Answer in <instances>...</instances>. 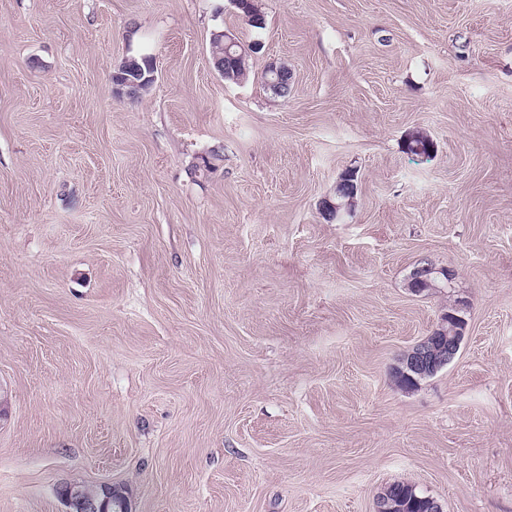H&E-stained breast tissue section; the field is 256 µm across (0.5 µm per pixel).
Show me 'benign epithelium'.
Wrapping results in <instances>:
<instances>
[{"label":"benign epithelium","mask_w":512,"mask_h":512,"mask_svg":"<svg viewBox=\"0 0 512 512\" xmlns=\"http://www.w3.org/2000/svg\"><path fill=\"white\" fill-rule=\"evenodd\" d=\"M454 276V270L449 267H437L428 262L414 272L411 288L418 293L433 290L443 283H451ZM460 311L459 307L448 310L441 316L438 328L402 356L396 378L416 383L435 375L455 359L466 327ZM58 495L67 505V512H131L124 491L112 484L100 485L97 493L90 495L84 485L66 483L59 488ZM407 507L406 500L385 490L376 498L375 512H407Z\"/></svg>","instance_id":"benign-epithelium-1"}]
</instances>
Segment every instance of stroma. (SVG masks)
Listing matches in <instances>:
<instances>
[{"mask_svg":"<svg viewBox=\"0 0 512 512\" xmlns=\"http://www.w3.org/2000/svg\"><path fill=\"white\" fill-rule=\"evenodd\" d=\"M257 4L261 30L231 0H0V512L75 482L375 512L398 481L512 512V0ZM219 31L260 43L247 79ZM144 53L154 84L116 95ZM424 260L451 287L412 291ZM459 300L455 360L400 388ZM224 42V48L228 51L232 47H238L233 48L232 50H240L239 58L244 59L248 55V52L246 51L248 49L241 46L234 37L227 33H224ZM211 57L216 69L224 64V80L229 82H238L247 78L250 68L249 56H247L246 61L242 66H238L234 59L226 57L224 49L221 50V47L218 44L212 45L211 42Z\"/></svg>","mask_w":512,"mask_h":512,"instance_id":"35a3bbf8","label":"stroma"}]
</instances>
